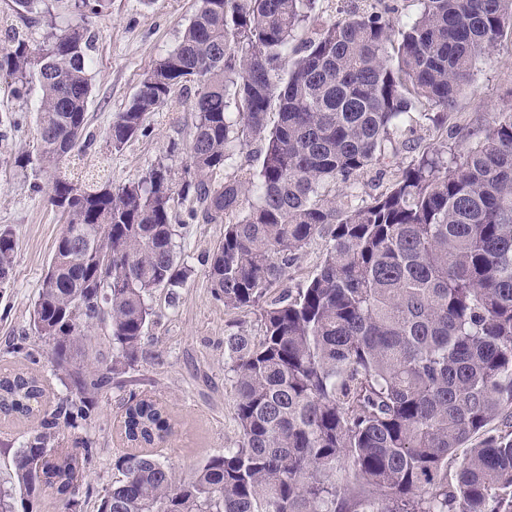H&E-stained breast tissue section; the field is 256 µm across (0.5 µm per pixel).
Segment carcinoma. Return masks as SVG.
Masks as SVG:
<instances>
[{"instance_id": "obj_1", "label": "carcinoma", "mask_w": 512, "mask_h": 512, "mask_svg": "<svg viewBox=\"0 0 512 512\" xmlns=\"http://www.w3.org/2000/svg\"><path fill=\"white\" fill-rule=\"evenodd\" d=\"M107 2L69 7L85 19ZM316 2L199 0L106 132L120 150L185 93L188 162L177 175L159 161L121 185L62 169L94 144L88 28L39 47L15 32L0 49L12 95L41 91L40 148L14 165L50 173L49 201L77 231L56 240L30 321L67 394L51 404L42 379L0 371V413L41 416L14 454L0 512L48 489L63 512H80L94 441L63 448L61 433L89 430L99 396L126 387L153 294L193 274L176 236L199 218L224 225L206 260L213 296L261 318L257 339L236 319L224 336L239 443L178 479L150 451L171 433L166 407L132 389L120 425L130 448L100 512H512V112L466 152L446 158L426 143L384 190L356 194L361 174L398 154L414 111L427 106L420 117L447 127L477 63L512 38V0H417L404 23L351 8L308 33ZM10 9L26 27L49 11L46 0ZM256 140L252 172L237 157ZM330 183L341 194L329 196ZM317 237L328 242L317 272L280 288ZM16 249L1 227L0 273ZM94 327L108 333L109 368ZM341 466L353 480L336 483Z\"/></svg>"}]
</instances>
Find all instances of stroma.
I'll return each instance as SVG.
<instances>
[{
  "mask_svg": "<svg viewBox=\"0 0 512 512\" xmlns=\"http://www.w3.org/2000/svg\"><path fill=\"white\" fill-rule=\"evenodd\" d=\"M197 5L198 0H109L103 13L84 21L95 35L86 131L95 136L94 157L103 161L113 184L137 180L160 161L176 172L188 162L186 150L170 149L172 141L187 139L192 126L193 115L183 98H173L167 107L152 113L146 135L121 150H112L104 134L126 109L146 73L176 46ZM38 105V93L15 98L0 80V113L22 117L18 128L0 135V226L11 228L18 243L10 282L0 290V365L37 374L47 381L50 394L59 396L64 388L50 348L31 330L30 317L64 219L49 203L48 176L11 164L13 157L37 150ZM499 112H512V42L508 40L479 61L472 81L448 114L447 136L434 138L424 121L415 124L413 135L435 140L441 150L460 153L471 143V131L485 128ZM223 232V225L200 220L183 229L177 243L181 257L193 267L192 277L175 299H168L162 290L155 293L156 315L146 333L145 357L129 371L141 389L156 393L166 403L174 435L156 452L185 480L203 459L236 447L239 440L234 389L224 365V334L230 316L213 297L203 262ZM19 346L38 347L36 361L13 355V348ZM124 396L115 388L98 401L93 430L97 447L84 473L90 494L83 497L81 512H98L106 488L120 477L115 459L125 448L119 434ZM37 424L34 417H0V483L10 480L15 448Z\"/></svg>",
  "mask_w": 512,
  "mask_h": 512,
  "instance_id": "1",
  "label": "stroma"
}]
</instances>
